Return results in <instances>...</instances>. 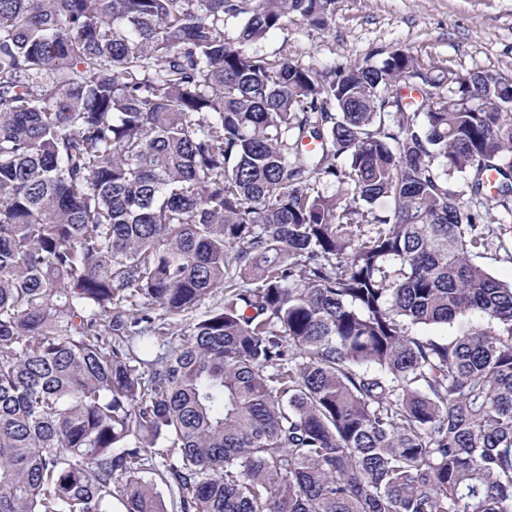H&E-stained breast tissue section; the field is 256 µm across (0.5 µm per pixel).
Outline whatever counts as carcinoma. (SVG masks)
I'll return each instance as SVG.
<instances>
[{
	"label": "carcinoma",
	"instance_id": "obj_1",
	"mask_svg": "<svg viewBox=\"0 0 512 512\" xmlns=\"http://www.w3.org/2000/svg\"><path fill=\"white\" fill-rule=\"evenodd\" d=\"M334 3L0 0V512H512V76ZM475 261L482 265L489 273L498 280L505 283H512V248L510 242L506 243L505 248H499L486 251Z\"/></svg>",
	"mask_w": 512,
	"mask_h": 512
}]
</instances>
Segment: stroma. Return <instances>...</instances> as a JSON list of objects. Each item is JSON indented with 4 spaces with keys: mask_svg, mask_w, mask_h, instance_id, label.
Segmentation results:
<instances>
[{
    "mask_svg": "<svg viewBox=\"0 0 512 512\" xmlns=\"http://www.w3.org/2000/svg\"><path fill=\"white\" fill-rule=\"evenodd\" d=\"M406 48L462 72L512 75V0H336L328 27L291 18L258 50L304 66L381 65Z\"/></svg>",
    "mask_w": 512,
    "mask_h": 512,
    "instance_id": "obj_1",
    "label": "stroma"
}]
</instances>
